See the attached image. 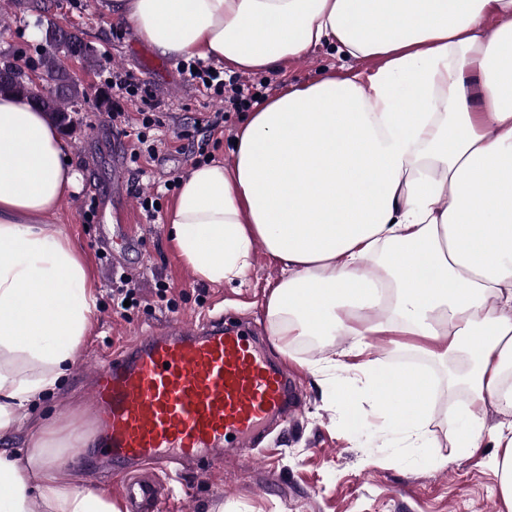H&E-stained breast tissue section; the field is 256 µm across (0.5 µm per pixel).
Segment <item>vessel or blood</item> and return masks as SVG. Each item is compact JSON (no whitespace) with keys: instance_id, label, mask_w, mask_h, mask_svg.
Listing matches in <instances>:
<instances>
[{"instance_id":"1","label":"vessel or blood","mask_w":512,"mask_h":512,"mask_svg":"<svg viewBox=\"0 0 512 512\" xmlns=\"http://www.w3.org/2000/svg\"><path fill=\"white\" fill-rule=\"evenodd\" d=\"M90 401L94 458L116 471L146 467L118 492L129 512H156L163 487L154 468L202 460L215 468L258 447L298 409L301 392L249 329L218 315L135 337L96 368Z\"/></svg>"}]
</instances>
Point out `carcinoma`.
<instances>
[{"label":"carcinoma","mask_w":512,"mask_h":512,"mask_svg":"<svg viewBox=\"0 0 512 512\" xmlns=\"http://www.w3.org/2000/svg\"><path fill=\"white\" fill-rule=\"evenodd\" d=\"M34 27L46 45L52 47V50L41 56L36 66L41 75L51 79L49 89L39 95L35 94L33 80L21 65L6 57H0V94L30 98L62 132L69 134L74 127L71 113L86 96V89L70 76L55 50H62L65 55L84 62L88 67L97 66L99 58L95 50L85 43L80 32L66 31L44 14L36 18Z\"/></svg>","instance_id":"carcinoma-1"}]
</instances>
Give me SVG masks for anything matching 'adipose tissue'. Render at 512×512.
<instances>
[{"label":"adipose tissue","mask_w":512,"mask_h":512,"mask_svg":"<svg viewBox=\"0 0 512 512\" xmlns=\"http://www.w3.org/2000/svg\"><path fill=\"white\" fill-rule=\"evenodd\" d=\"M165 57L268 70L323 44L371 71L266 99L230 162L193 167L168 214L195 277L243 280L255 244L282 265L266 303L280 350L306 336H414L467 366L449 421L460 454L484 441L512 507V0H106ZM418 111H408L411 101ZM70 148L25 97L0 95V436L54 390L88 335L94 287L50 219L76 192ZM384 310L370 321L367 311ZM387 427L427 448L434 380L361 365ZM70 427L0 450V512H123L62 480Z\"/></svg>","instance_id":"adipose-tissue-1"}]
</instances>
